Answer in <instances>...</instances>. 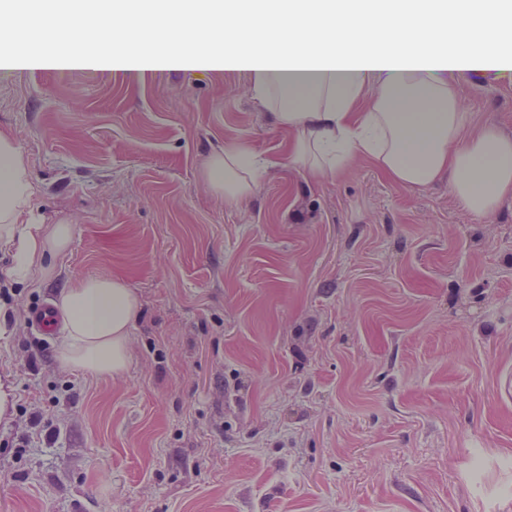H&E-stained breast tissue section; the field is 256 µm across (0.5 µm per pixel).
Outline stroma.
Here are the masks:
<instances>
[{"mask_svg": "<svg viewBox=\"0 0 512 512\" xmlns=\"http://www.w3.org/2000/svg\"><path fill=\"white\" fill-rule=\"evenodd\" d=\"M458 92L512 135V71ZM0 131L74 226L39 284L0 248V512H512V197L478 219L359 159L225 203L211 155L287 134L203 68L0 74ZM84 275L140 297L122 376L60 368L29 323Z\"/></svg>", "mask_w": 512, "mask_h": 512, "instance_id": "obj_1", "label": "stroma"}]
</instances>
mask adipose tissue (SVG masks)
Wrapping results in <instances>:
<instances>
[{"mask_svg": "<svg viewBox=\"0 0 512 512\" xmlns=\"http://www.w3.org/2000/svg\"><path fill=\"white\" fill-rule=\"evenodd\" d=\"M68 12L70 46L26 53L9 32L25 16L0 22V72L83 69L131 83L198 64L245 81L273 124L288 132L290 166L315 181L351 160H369L395 184L422 191L440 179L476 218L512 197V136L471 130L456 87L512 68V0H90ZM175 23L167 47L134 55L117 40L96 52L100 32L122 17L123 30L153 26L168 5ZM262 35L248 51L244 38ZM368 111H354L363 95ZM276 165L244 144L211 156L205 178L225 201L249 197ZM37 187L19 143L0 134V241L13 249L10 277H52L48 257L70 246L73 225L47 224L32 211ZM65 335L60 367L118 377L130 360L129 335L140 312L122 278L82 276L58 292Z\"/></svg>", "mask_w": 512, "mask_h": 512, "instance_id": "ef3b65f1", "label": "adipose tissue"}]
</instances>
